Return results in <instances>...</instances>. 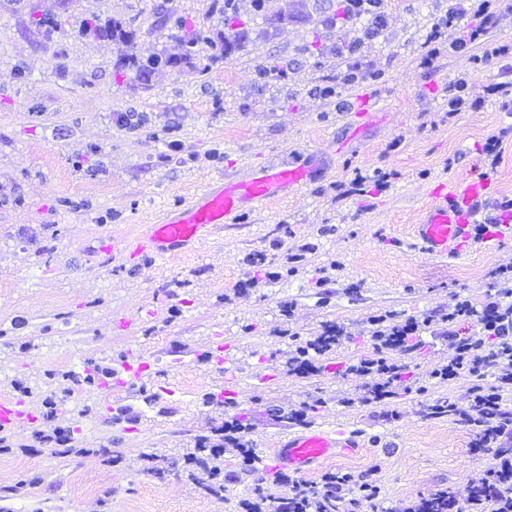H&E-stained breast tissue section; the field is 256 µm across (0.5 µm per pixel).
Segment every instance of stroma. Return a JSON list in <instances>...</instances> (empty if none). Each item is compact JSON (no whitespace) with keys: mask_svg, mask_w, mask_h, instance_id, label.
<instances>
[{"mask_svg":"<svg viewBox=\"0 0 512 512\" xmlns=\"http://www.w3.org/2000/svg\"><path fill=\"white\" fill-rule=\"evenodd\" d=\"M289 2L269 0L258 13L254 0H233L248 32L239 49L216 61L199 54L143 85L136 63L181 52L171 20L193 21L206 43L230 36L222 0H73L48 39L31 19L56 12L58 0H0V396L18 382L63 391V372L91 359L148 364L122 419H109L120 386L88 394L92 411L72 435L85 454L50 451L59 417L41 412L14 430L0 451V512H244L255 488L282 498L292 482L327 472L365 476L384 507L407 512L437 491L466 497L494 465V450L472 454L473 426L427 408L470 407L472 377L434 375L454 355L441 320L457 301L478 306L500 289L493 273L512 267V236L491 252L437 259L416 247L412 227L441 183L488 177L489 220L512 199V117L487 92L506 76L499 61L474 62L487 44L512 46V10L488 25L483 0H387L385 29L358 52L382 77L346 86L335 50L358 23L341 21V0H307L304 15L269 25ZM451 13L486 34L457 52L447 29L434 68L422 66L428 35ZM91 18L133 31L132 43L81 36ZM271 64L280 76L263 75ZM461 78L484 102L452 114L448 87ZM356 94L371 112L360 128L343 112ZM123 113L136 131L118 125ZM493 137L502 140L496 163L484 152ZM311 154L322 178L256 205L191 253L112 251L222 174ZM359 175L364 188L352 190ZM259 252L262 268L250 262ZM412 317L432 323L424 347L399 357L407 391L366 403L382 377L354 366L375 355L374 321L390 328ZM327 323L343 329L339 343L315 371H293L296 346ZM221 345L230 359L204 358ZM228 387L223 405L204 404ZM235 417L246 423L243 442L267 456L278 439L319 428L357 433L360 447L280 477L241 469L225 445L217 499L203 490L209 473L185 455ZM103 446L111 457L97 455Z\"/></svg>","mask_w":512,"mask_h":512,"instance_id":"35a3bbf8","label":"stroma"}]
</instances>
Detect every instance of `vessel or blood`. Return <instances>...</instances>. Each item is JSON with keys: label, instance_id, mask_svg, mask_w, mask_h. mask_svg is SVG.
<instances>
[{"label": "vessel or blood", "instance_id": "obj_1", "mask_svg": "<svg viewBox=\"0 0 512 512\" xmlns=\"http://www.w3.org/2000/svg\"><path fill=\"white\" fill-rule=\"evenodd\" d=\"M320 174L319 164L302 162L224 176L158 223L145 225L135 237L118 243L117 248L158 258L192 252L217 228L234 225L247 206L270 200L283 190L303 188ZM489 190V179L480 176L439 188L434 205L414 229L421 250L438 258H460L474 247L490 248L492 237L484 233L481 224ZM33 419L22 401L0 396V429L13 430ZM359 446L356 435L316 429L280 440L271 462L276 469L305 472L326 457L350 453Z\"/></svg>", "mask_w": 512, "mask_h": 512}]
</instances>
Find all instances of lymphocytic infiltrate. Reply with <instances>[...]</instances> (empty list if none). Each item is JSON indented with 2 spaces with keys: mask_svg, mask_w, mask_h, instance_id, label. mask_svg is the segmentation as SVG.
<instances>
[{
  "mask_svg": "<svg viewBox=\"0 0 512 512\" xmlns=\"http://www.w3.org/2000/svg\"><path fill=\"white\" fill-rule=\"evenodd\" d=\"M472 320L476 329L460 335L458 323ZM447 335L455 356L448 365L436 371L437 377L453 379L458 372H468L476 382L471 388L473 405L460 414L462 420L476 427L473 449L495 448L494 467L479 473L471 482L466 498L440 491L420 498L413 512H436L435 505L446 502L445 512H512V407L504 401L503 393L512 389V289L500 291L481 306L469 301L457 302L448 314ZM421 327L411 319L402 326L375 332L376 357L361 360L358 371H376L384 381L371 392L370 400L380 403L397 397L400 388L402 364L390 359V352L411 353L418 350ZM496 371L498 383L487 388L483 379L488 371ZM355 487L358 495L346 499L347 487ZM380 491L376 485L350 474L328 473L322 478L320 489L313 494L294 499V512H315L314 499L334 503L349 502L351 507L368 503L378 512Z\"/></svg>",
  "mask_w": 512,
  "mask_h": 512,
  "instance_id": "f902f5d3",
  "label": "lymphocytic infiltrate"
}]
</instances>
